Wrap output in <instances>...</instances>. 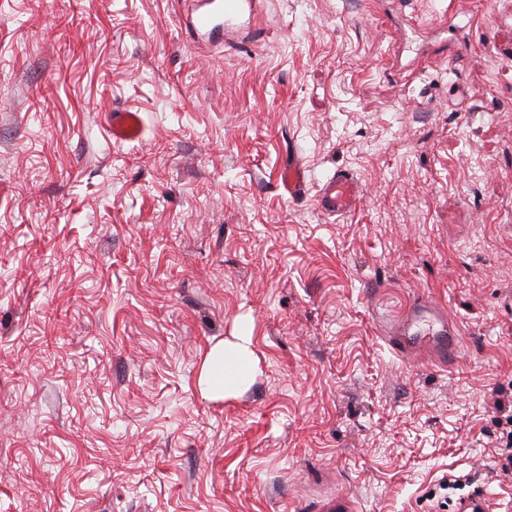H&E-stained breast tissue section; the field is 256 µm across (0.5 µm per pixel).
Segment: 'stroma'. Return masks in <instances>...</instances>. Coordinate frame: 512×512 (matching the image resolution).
<instances>
[{
  "mask_svg": "<svg viewBox=\"0 0 512 512\" xmlns=\"http://www.w3.org/2000/svg\"><path fill=\"white\" fill-rule=\"evenodd\" d=\"M186 9L0 0V512L504 510L512 0H260L206 45ZM292 150L359 208L290 203ZM109 127L113 139L130 141L141 136L143 122L138 112L122 107L112 110ZM361 199L362 188L359 183L343 170L326 176L316 188L317 209L327 216L350 214L359 207ZM238 342H220L213 346L202 365L199 385L211 398L222 399L249 387L253 377L251 336L246 328L236 336ZM497 456L499 469L505 473L512 470V430H502L499 436L492 440Z\"/></svg>",
  "mask_w": 512,
  "mask_h": 512,
  "instance_id": "stroma-1",
  "label": "stroma"
}]
</instances>
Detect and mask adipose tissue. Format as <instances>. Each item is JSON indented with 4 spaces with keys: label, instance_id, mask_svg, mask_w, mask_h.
I'll list each match as a JSON object with an SVG mask.
<instances>
[{
    "label": "adipose tissue",
    "instance_id": "obj_1",
    "mask_svg": "<svg viewBox=\"0 0 512 512\" xmlns=\"http://www.w3.org/2000/svg\"><path fill=\"white\" fill-rule=\"evenodd\" d=\"M249 335L237 342L213 346L202 365L199 385L203 393L221 399L247 389L253 377V352Z\"/></svg>",
    "mask_w": 512,
    "mask_h": 512
}]
</instances>
